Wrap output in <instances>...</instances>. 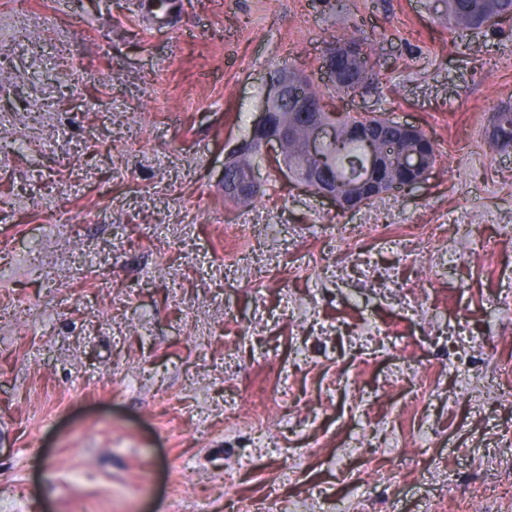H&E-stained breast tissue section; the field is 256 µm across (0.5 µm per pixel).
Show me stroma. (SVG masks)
Masks as SVG:
<instances>
[{
  "mask_svg": "<svg viewBox=\"0 0 512 512\" xmlns=\"http://www.w3.org/2000/svg\"><path fill=\"white\" fill-rule=\"evenodd\" d=\"M140 2L30 0L0 44V305H33L0 325V512H456L503 480L512 152L486 129L512 103V19L170 0L150 28ZM352 34L382 91L325 100L418 125L425 183L341 213L267 166L225 203L270 72L318 73Z\"/></svg>",
  "mask_w": 512,
  "mask_h": 512,
  "instance_id": "1",
  "label": "stroma"
}]
</instances>
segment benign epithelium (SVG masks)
Returning <instances> with one entry per match:
<instances>
[{
  "mask_svg": "<svg viewBox=\"0 0 512 512\" xmlns=\"http://www.w3.org/2000/svg\"><path fill=\"white\" fill-rule=\"evenodd\" d=\"M354 59L351 51H326L322 60L321 75L328 87L340 85L341 65ZM302 77L295 72L281 71L269 77L264 106L259 119L253 123L248 139L238 142L229 152L224 163V176L218 188L224 197L246 200L257 196L263 186L262 164L280 159L282 175L292 184L315 192L336 205L337 210L349 212L362 206L360 198H379L393 190H411L422 184L429 174L431 139L414 124L391 122L372 126L364 135L368 155L361 178L349 185L332 176L333 159L325 156V149L336 144L341 126L336 124V113L319 112L317 106L307 101L299 86ZM294 105L304 122L306 135L302 142L303 162L290 165L283 158L285 143L295 135V123L278 119L288 105ZM402 143L408 151L399 161L400 176L392 178L394 171L388 146ZM243 153L252 157V163L241 169L235 160Z\"/></svg>",
  "mask_w": 512,
  "mask_h": 512,
  "instance_id": "7a95c632",
  "label": "benign epithelium"
}]
</instances>
